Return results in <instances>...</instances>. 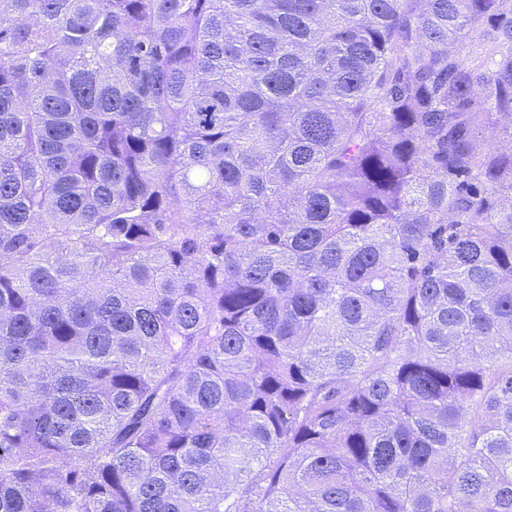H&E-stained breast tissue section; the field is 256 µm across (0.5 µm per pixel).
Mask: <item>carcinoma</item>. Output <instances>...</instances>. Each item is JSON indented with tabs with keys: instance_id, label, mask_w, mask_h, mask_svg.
Instances as JSON below:
<instances>
[{
	"instance_id": "obj_1",
	"label": "carcinoma",
	"mask_w": 512,
	"mask_h": 512,
	"mask_svg": "<svg viewBox=\"0 0 512 512\" xmlns=\"http://www.w3.org/2000/svg\"><path fill=\"white\" fill-rule=\"evenodd\" d=\"M0 512H512V0H0Z\"/></svg>"
}]
</instances>
